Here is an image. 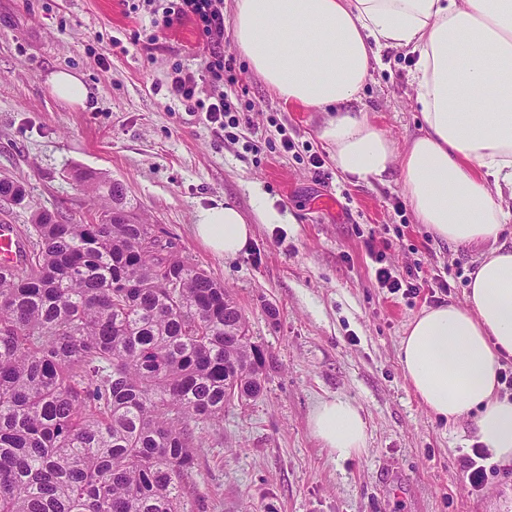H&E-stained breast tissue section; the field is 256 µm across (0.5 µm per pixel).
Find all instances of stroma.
Here are the masks:
<instances>
[{
  "label": "stroma",
  "mask_w": 512,
  "mask_h": 512,
  "mask_svg": "<svg viewBox=\"0 0 512 512\" xmlns=\"http://www.w3.org/2000/svg\"><path fill=\"white\" fill-rule=\"evenodd\" d=\"M234 0H224L223 90L239 124L222 131L168 91L178 69L198 70L203 37L192 20L165 31L143 0H0V177L26 199L0 200V223L24 227L40 208L95 210L94 187L119 183L136 217L224 284L266 356L254 399L226 406L197 451L190 512H512V462L465 485L472 423L440 420L406 381L398 350L408 323L433 306L377 288L384 264H421L463 303L479 253L438 241L417 223L397 173L342 174L319 138L327 115L281 100L239 53ZM416 54L386 50L352 111L405 147L421 128ZM82 75L86 106L59 101L48 75ZM291 150H284L283 140ZM322 168H315L313 158ZM226 200L253 226L233 258L194 235L198 209ZM345 397L367 423L365 452L336 460L309 418Z\"/></svg>",
  "instance_id": "obj_1"
}]
</instances>
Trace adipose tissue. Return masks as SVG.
I'll return each instance as SVG.
<instances>
[{
  "instance_id": "ef3b65f1",
  "label": "adipose tissue",
  "mask_w": 512,
  "mask_h": 512,
  "mask_svg": "<svg viewBox=\"0 0 512 512\" xmlns=\"http://www.w3.org/2000/svg\"><path fill=\"white\" fill-rule=\"evenodd\" d=\"M236 48L285 102L327 112L320 136L337 168L365 179L398 170L418 223L440 241L482 248L463 304L423 311L399 359L428 411L474 420L489 461H512V0H236ZM417 53L422 132L404 150L349 110L372 58ZM194 232L232 258L253 228L228 202L200 208ZM309 426L336 459L365 449L367 425L344 397L321 400Z\"/></svg>"
}]
</instances>
